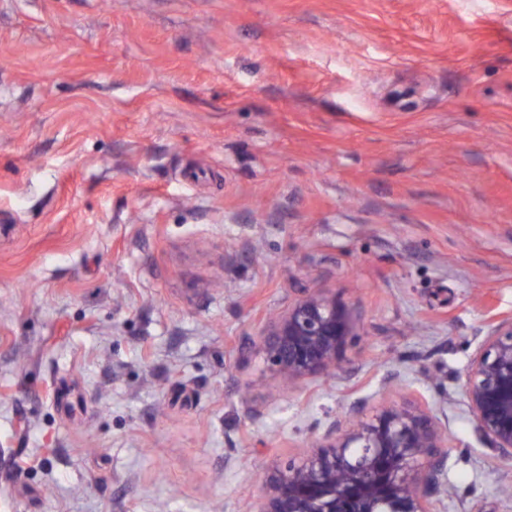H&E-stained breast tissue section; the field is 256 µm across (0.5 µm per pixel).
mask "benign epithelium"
I'll return each mask as SVG.
<instances>
[{
  "mask_svg": "<svg viewBox=\"0 0 512 512\" xmlns=\"http://www.w3.org/2000/svg\"><path fill=\"white\" fill-rule=\"evenodd\" d=\"M353 312L324 292L308 293L278 316L264 339L267 364L292 388L329 371ZM463 394L474 432L497 461H512V315L478 330ZM345 433L279 469L259 512H435L448 496V428L425 406L347 408Z\"/></svg>",
  "mask_w": 512,
  "mask_h": 512,
  "instance_id": "benign-epithelium-1",
  "label": "benign epithelium"
}]
</instances>
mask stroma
Wrapping results in <instances>:
<instances>
[{
    "label": "stroma",
    "instance_id": "35a3bbf8",
    "mask_svg": "<svg viewBox=\"0 0 512 512\" xmlns=\"http://www.w3.org/2000/svg\"><path fill=\"white\" fill-rule=\"evenodd\" d=\"M313 292L354 334L286 391L261 336ZM490 307L512 0H0V512H257L384 400L447 418L445 512H512ZM463 394L474 432L496 461H512V315L478 330Z\"/></svg>",
    "mask_w": 512,
    "mask_h": 512
}]
</instances>
